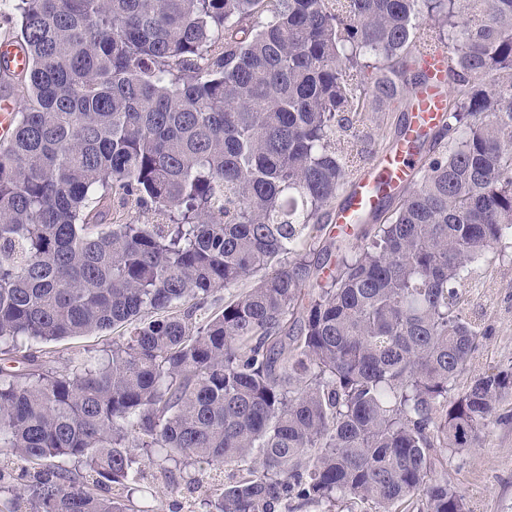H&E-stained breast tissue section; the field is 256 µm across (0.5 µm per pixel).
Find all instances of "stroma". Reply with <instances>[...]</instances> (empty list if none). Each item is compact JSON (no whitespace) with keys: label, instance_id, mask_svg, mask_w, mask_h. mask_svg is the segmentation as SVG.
Here are the masks:
<instances>
[{"label":"stroma","instance_id":"35a3bbf8","mask_svg":"<svg viewBox=\"0 0 512 512\" xmlns=\"http://www.w3.org/2000/svg\"><path fill=\"white\" fill-rule=\"evenodd\" d=\"M411 111L392 105L389 111L370 113L368 127L378 130L370 154L355 164V174L377 163L398 133L409 123ZM463 309L477 320L484 334L466 371L474 376L512 365V240L506 239L479 263L472 265L462 289ZM119 336L110 330L90 336L32 345L31 351L45 367L60 370L72 361L104 356ZM443 472L449 483L467 497L472 512H512V421H490L478 448L452 456ZM203 490L188 484L173 487L164 477L162 461L147 462L132 496L133 512H204Z\"/></svg>","mask_w":512,"mask_h":512}]
</instances>
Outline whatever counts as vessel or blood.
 <instances>
[{
  "instance_id": "b4317fda",
  "label": "vessel or blood",
  "mask_w": 512,
  "mask_h": 512,
  "mask_svg": "<svg viewBox=\"0 0 512 512\" xmlns=\"http://www.w3.org/2000/svg\"><path fill=\"white\" fill-rule=\"evenodd\" d=\"M447 65V47H439L429 52L426 57L429 81L414 94V115L406 137L384 156L378 165L367 169L360 176L349 204L336 215L337 224L356 223L360 213L376 206L379 200L377 187L381 186L385 191L393 192L415 178L413 141L426 128L440 121L447 107L444 95V86L448 78Z\"/></svg>"
}]
</instances>
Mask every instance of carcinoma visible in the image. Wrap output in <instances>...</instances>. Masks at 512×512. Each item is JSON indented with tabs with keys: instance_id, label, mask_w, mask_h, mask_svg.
Segmentation results:
<instances>
[{
	"instance_id": "obj_1",
	"label": "carcinoma",
	"mask_w": 512,
	"mask_h": 512,
	"mask_svg": "<svg viewBox=\"0 0 512 512\" xmlns=\"http://www.w3.org/2000/svg\"><path fill=\"white\" fill-rule=\"evenodd\" d=\"M27 58L0 139V512H129L142 452L235 472L208 512H470L438 476L512 398L461 381L459 286L512 236V0H10ZM448 48L411 189L332 256L369 112ZM117 203L160 224L103 222ZM384 219L367 224L368 219ZM319 250L310 282L307 251ZM219 312L214 290L243 281ZM127 334L49 370L29 343Z\"/></svg>"
}]
</instances>
